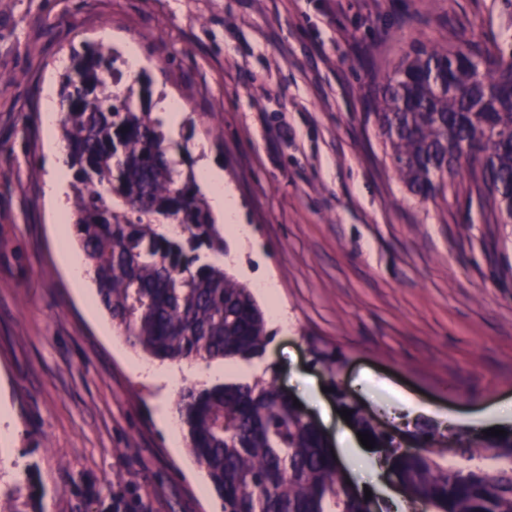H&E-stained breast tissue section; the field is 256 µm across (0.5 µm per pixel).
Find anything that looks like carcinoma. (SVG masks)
Listing matches in <instances>:
<instances>
[{"label": "carcinoma", "instance_id": "carcinoma-1", "mask_svg": "<svg viewBox=\"0 0 512 512\" xmlns=\"http://www.w3.org/2000/svg\"><path fill=\"white\" fill-rule=\"evenodd\" d=\"M127 61L101 45L73 52L61 79L62 140L74 170L72 213L99 303L130 347L160 359L261 355L269 341L252 291L224 269V225L199 191L189 155L151 112L150 84L123 83ZM374 116L409 191L443 193L448 174L476 171L485 202L512 224V66L467 46H420L381 86ZM174 221L182 232H167ZM339 409L375 441L410 512H512V434L471 436L447 461L421 430L407 453L339 383ZM188 449L224 512H371L350 487L320 427L275 381L180 390ZM0 492V512H42Z\"/></svg>", "mask_w": 512, "mask_h": 512}]
</instances>
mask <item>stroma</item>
I'll use <instances>...</instances> for the list:
<instances>
[{
	"label": "stroma",
	"instance_id": "obj_1",
	"mask_svg": "<svg viewBox=\"0 0 512 512\" xmlns=\"http://www.w3.org/2000/svg\"><path fill=\"white\" fill-rule=\"evenodd\" d=\"M106 27L180 101L175 143L234 184L264 249L290 329L251 378L331 442L351 430L336 381L404 433L456 441L512 411V224L465 172L410 193L368 110L413 47L512 48V0H0V458L33 471L44 512L224 510L157 420L188 378L141 379L146 355L60 259L41 97ZM261 265L244 252L228 271L247 285Z\"/></svg>",
	"mask_w": 512,
	"mask_h": 512
}]
</instances>
